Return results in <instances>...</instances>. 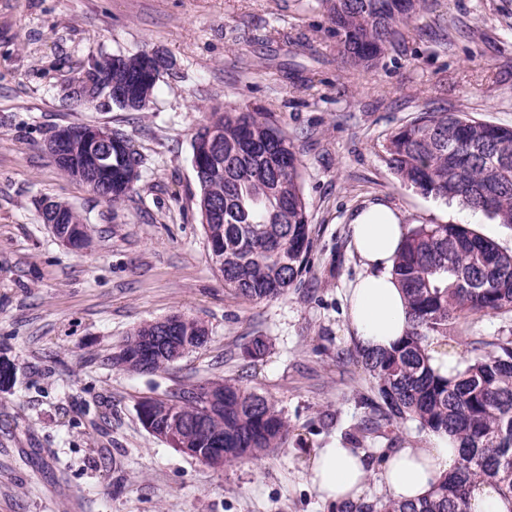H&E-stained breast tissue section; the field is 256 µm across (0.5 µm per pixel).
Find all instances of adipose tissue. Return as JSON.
<instances>
[{
  "instance_id": "ef3b65f1",
  "label": "adipose tissue",
  "mask_w": 512,
  "mask_h": 512,
  "mask_svg": "<svg viewBox=\"0 0 512 512\" xmlns=\"http://www.w3.org/2000/svg\"><path fill=\"white\" fill-rule=\"evenodd\" d=\"M352 229L354 251L363 267L348 292L352 339L361 350H385L396 344L408 327L406 300L393 275L395 257L408 230L399 211L382 202L359 211ZM458 465L457 443L447 435L430 436L421 448L398 449L376 466L337 440L317 449L308 480L322 501L338 508L358 503L374 473L388 498L415 501Z\"/></svg>"
}]
</instances>
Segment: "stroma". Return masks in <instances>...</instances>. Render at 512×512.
<instances>
[{"label": "stroma", "instance_id": "obj_1", "mask_svg": "<svg viewBox=\"0 0 512 512\" xmlns=\"http://www.w3.org/2000/svg\"><path fill=\"white\" fill-rule=\"evenodd\" d=\"M159 50L173 62L150 109L72 106L91 58ZM270 112L293 139L310 217L306 272L249 302L214 269L197 210L192 135L210 108ZM512 127V0H429L406 49L348 71L318 0H0V512H335L307 481L314 449L351 444L374 418L373 381L352 357L347 290L362 272L352 219L382 201L406 226L467 224L512 252V225L426 197L389 168V134L424 108ZM124 130L144 166L112 206L46 152L55 128ZM87 218L90 247L60 245L38 203ZM181 313L207 344L170 368L106 360L141 323ZM267 342L258 360L246 354ZM512 337V313L473 317L451 343ZM237 379L275 402L284 446L214 468L153 437L137 403ZM408 421L370 435L371 461L425 445Z\"/></svg>", "mask_w": 512, "mask_h": 512}]
</instances>
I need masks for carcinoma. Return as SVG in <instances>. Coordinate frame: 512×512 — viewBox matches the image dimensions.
<instances>
[{
	"instance_id": "1",
	"label": "carcinoma",
	"mask_w": 512,
	"mask_h": 512,
	"mask_svg": "<svg viewBox=\"0 0 512 512\" xmlns=\"http://www.w3.org/2000/svg\"><path fill=\"white\" fill-rule=\"evenodd\" d=\"M333 25L345 68H371L405 45L402 28L417 22L427 0H320ZM161 72L149 52L100 55L78 78L90 85L86 105L104 96L107 80L122 83L125 112L150 107ZM218 133L199 186L198 212L208 242L224 248V285L248 301L277 299L293 287L309 263V224L301 163L293 140L268 112L213 108L194 135L192 149ZM387 163L405 184L425 196L457 201L512 225V128L455 113L427 109L391 133ZM143 173L141 155L112 149V198H131ZM394 273L408 301L409 329L392 349L356 351L375 382L380 404L361 438L394 424L452 435L460 448L457 470L417 502H362L349 512H464L470 484L491 479L512 499V338L472 343L465 369L453 379L429 365L428 346L446 341L460 321L512 313V253L462 224L412 227L395 259ZM155 335L146 322L107 363L130 372L166 369L178 358L164 344L145 353ZM224 405L198 423L196 386L152 399L154 425L174 413L190 424L184 445L206 454L224 438V465L259 459L283 447L288 421L267 397L235 380H213Z\"/></svg>"
}]
</instances>
